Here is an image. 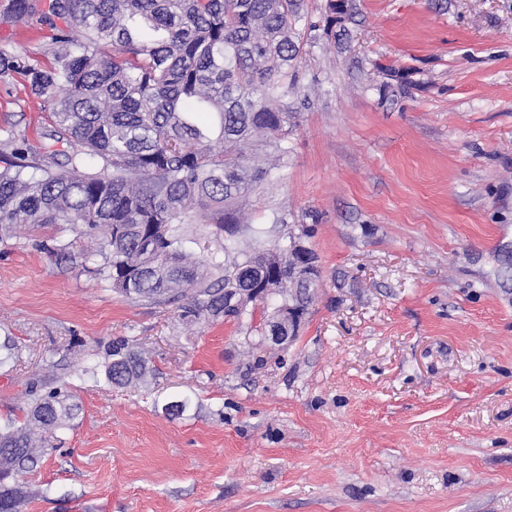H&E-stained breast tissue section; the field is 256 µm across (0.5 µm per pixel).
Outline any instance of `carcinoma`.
Here are the masks:
<instances>
[{"mask_svg":"<svg viewBox=\"0 0 512 512\" xmlns=\"http://www.w3.org/2000/svg\"><path fill=\"white\" fill-rule=\"evenodd\" d=\"M52 31V60L0 53L22 71L52 120L42 154L0 135V237L51 228L48 254L122 295L173 306L187 325L240 313L224 290L249 288L266 253L238 247L224 226L247 223L253 192L288 157L284 83L301 57L300 0H12V20ZM188 224L205 229L193 235ZM79 239L96 249H75ZM313 294L282 274L280 295ZM83 368L125 387L148 362L127 339ZM77 405L59 387L27 419L0 427V512H18L16 477L66 429Z\"/></svg>","mask_w":512,"mask_h":512,"instance_id":"carcinoma-1","label":"carcinoma"}]
</instances>
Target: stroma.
Listing matches in <instances>:
<instances>
[{
    "label": "stroma",
    "instance_id": "stroma-1",
    "mask_svg": "<svg viewBox=\"0 0 512 512\" xmlns=\"http://www.w3.org/2000/svg\"><path fill=\"white\" fill-rule=\"evenodd\" d=\"M10 4L0 50L47 61L50 30ZM287 103L288 162L250 216L313 230L320 279L286 347L261 309L186 325L32 236L0 242V422L44 376L79 406L20 512H512V0H348ZM48 123L0 74V128L36 146ZM117 337L151 385L82 375Z\"/></svg>",
    "mask_w": 512,
    "mask_h": 512
}]
</instances>
